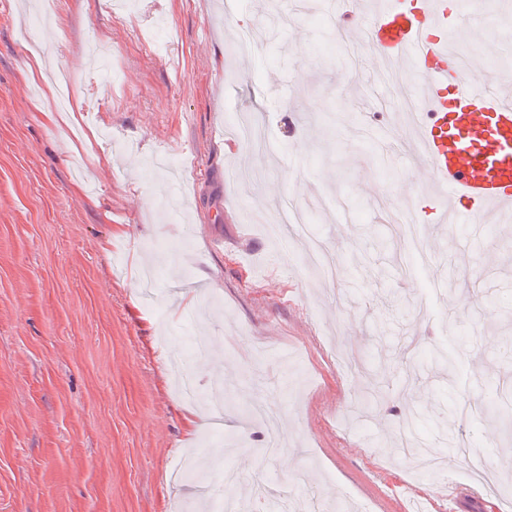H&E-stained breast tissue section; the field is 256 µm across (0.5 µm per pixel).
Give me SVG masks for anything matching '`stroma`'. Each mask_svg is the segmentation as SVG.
Masks as SVG:
<instances>
[{"instance_id":"obj_1","label":"stroma","mask_w":512,"mask_h":512,"mask_svg":"<svg viewBox=\"0 0 512 512\" xmlns=\"http://www.w3.org/2000/svg\"><path fill=\"white\" fill-rule=\"evenodd\" d=\"M278 9L271 41L242 56L241 28L272 15L256 0H0V512H190L251 500L259 468L303 512H407L424 496L423 512H501L488 491L450 505L433 492L469 481L458 437L494 467L512 451L486 420L512 408V223L457 225L424 253L391 234L403 216L387 198L425 172L393 122L399 100L342 35L367 26L364 4ZM467 11L453 44L487 81L512 66V0ZM38 52L75 113L25 79ZM256 111L277 163L226 149L227 124ZM216 165L224 215L203 223L196 174ZM284 195L337 285L294 232L275 243L252 222ZM202 336L205 358L191 353ZM333 351L380 392L354 423L360 383ZM177 353L196 402L173 383ZM259 399L281 412L294 469L259 455ZM405 431L446 469L407 472Z\"/></svg>"}]
</instances>
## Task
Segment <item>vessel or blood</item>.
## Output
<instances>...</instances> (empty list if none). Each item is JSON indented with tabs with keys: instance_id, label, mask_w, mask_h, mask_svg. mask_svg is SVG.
Returning <instances> with one entry per match:
<instances>
[{
	"instance_id": "vessel-or-blood-1",
	"label": "vessel or blood",
	"mask_w": 512,
	"mask_h": 512,
	"mask_svg": "<svg viewBox=\"0 0 512 512\" xmlns=\"http://www.w3.org/2000/svg\"><path fill=\"white\" fill-rule=\"evenodd\" d=\"M465 13L448 0H376L362 43L378 62L405 69L420 109L405 124L412 160L426 175L407 204V221L444 228L512 222V78L477 84L467 57L448 44Z\"/></svg>"
}]
</instances>
